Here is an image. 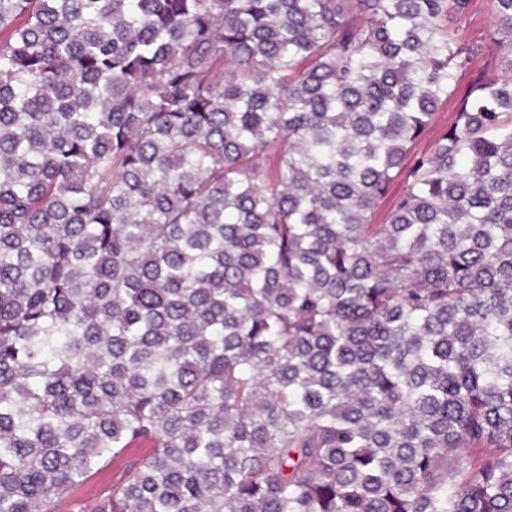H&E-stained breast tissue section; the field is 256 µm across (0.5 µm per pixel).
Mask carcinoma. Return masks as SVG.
Here are the masks:
<instances>
[{"label":"carcinoma","instance_id":"1","mask_svg":"<svg viewBox=\"0 0 512 512\" xmlns=\"http://www.w3.org/2000/svg\"><path fill=\"white\" fill-rule=\"evenodd\" d=\"M488 2L0 0V512H512ZM452 25L458 30L463 42L483 44L484 52L475 60L472 69L461 77L459 92L440 105L434 121L418 144L420 148L442 134L453 123L456 112L460 110L462 97L474 79L495 73L501 68L503 55L497 53L490 42L493 31L492 16L485 0H473L468 13L455 19ZM145 452L146 448H133L125 457L113 461L111 459L106 466L94 472L82 485L65 494L66 506L69 502H77L85 505L86 509L90 508L97 498L112 491V482L120 474L127 460L143 455Z\"/></svg>","mask_w":512,"mask_h":512}]
</instances>
